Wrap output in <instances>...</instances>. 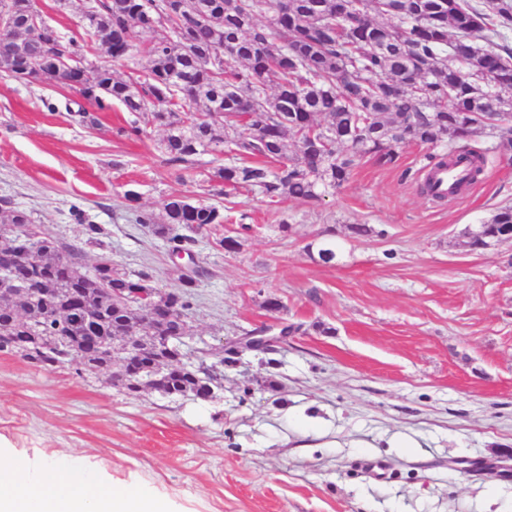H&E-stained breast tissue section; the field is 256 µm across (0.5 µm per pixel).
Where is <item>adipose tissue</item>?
Listing matches in <instances>:
<instances>
[{
  "mask_svg": "<svg viewBox=\"0 0 512 512\" xmlns=\"http://www.w3.org/2000/svg\"><path fill=\"white\" fill-rule=\"evenodd\" d=\"M0 512H168L153 493L119 489L69 457L34 461L0 448Z\"/></svg>",
  "mask_w": 512,
  "mask_h": 512,
  "instance_id": "1",
  "label": "adipose tissue"
}]
</instances>
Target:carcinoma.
Masks as SVG:
<instances>
[{
  "label": "carcinoma",
  "mask_w": 512,
  "mask_h": 512,
  "mask_svg": "<svg viewBox=\"0 0 512 512\" xmlns=\"http://www.w3.org/2000/svg\"><path fill=\"white\" fill-rule=\"evenodd\" d=\"M169 0H100L68 39L56 29H33L25 19L0 31V71L31 83V70L13 61L18 40L33 60L76 61L79 70L51 77L85 100L75 115L95 123L94 112L118 104L132 114L151 111L165 128L166 162L190 169L200 154L226 155L217 168L221 188H248L271 200L315 201L342 186L368 157L396 164L405 144H452L428 156V166L468 163L464 185L478 180L482 152L468 147L477 134L512 120V0H181L180 13L165 17ZM267 17L266 23L260 18ZM150 34L135 42L136 31ZM97 49L96 62L85 54ZM143 53L151 66L126 80L112 66ZM371 116L361 129L360 118ZM293 152H287L288 142ZM31 215L0 200V245L14 256L13 278L31 281V292L0 293V352H20L44 370L65 364L75 373L92 364L122 361L119 381L127 394L144 389L141 363L127 349L159 346L167 366L176 354L167 344L188 324L193 279L161 293L152 275L131 276L107 265L87 266L84 251L44 238L20 240ZM173 252L186 250V228L202 233L224 223V210L173 195L162 221L139 216ZM512 227V206L497 208L483 223L490 239ZM151 291L161 309L145 323L136 294ZM197 380L166 371L162 393L211 400L218 375L204 368Z\"/></svg>",
  "instance_id": "obj_1"
}]
</instances>
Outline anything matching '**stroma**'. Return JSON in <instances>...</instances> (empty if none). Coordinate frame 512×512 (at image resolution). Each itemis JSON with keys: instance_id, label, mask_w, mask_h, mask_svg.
<instances>
[{"instance_id": "stroma-1", "label": "stroma", "mask_w": 512, "mask_h": 512, "mask_svg": "<svg viewBox=\"0 0 512 512\" xmlns=\"http://www.w3.org/2000/svg\"><path fill=\"white\" fill-rule=\"evenodd\" d=\"M65 36L93 0H36ZM69 92L0 74V198L41 235L83 248L162 292L194 278L184 349L231 351L214 399L126 394L103 374L52 372L0 353V445L30 457L71 452L119 487L146 488L171 512H512V240L463 246L461 231L512 204V129L474 137L485 176L438 202L421 187L429 154L400 148L396 168L363 160L318 201L215 195L221 156L166 163L150 112L121 106L95 124L48 111ZM140 136L127 134L130 123ZM183 195L224 209L195 235L193 262L138 224ZM100 225L99 243L87 227ZM367 224L373 236L353 237ZM238 237L233 252L218 246ZM336 258L322 263L323 238ZM277 298L281 309L268 311ZM299 333L236 350L261 328Z\"/></svg>"}]
</instances>
